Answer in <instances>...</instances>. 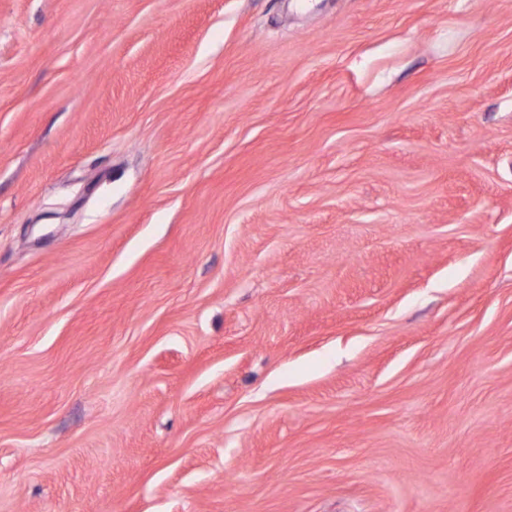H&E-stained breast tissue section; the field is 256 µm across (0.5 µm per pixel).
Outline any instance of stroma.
<instances>
[{
  "mask_svg": "<svg viewBox=\"0 0 512 512\" xmlns=\"http://www.w3.org/2000/svg\"><path fill=\"white\" fill-rule=\"evenodd\" d=\"M0 512H512V0H0Z\"/></svg>",
  "mask_w": 512,
  "mask_h": 512,
  "instance_id": "1",
  "label": "stroma"
}]
</instances>
